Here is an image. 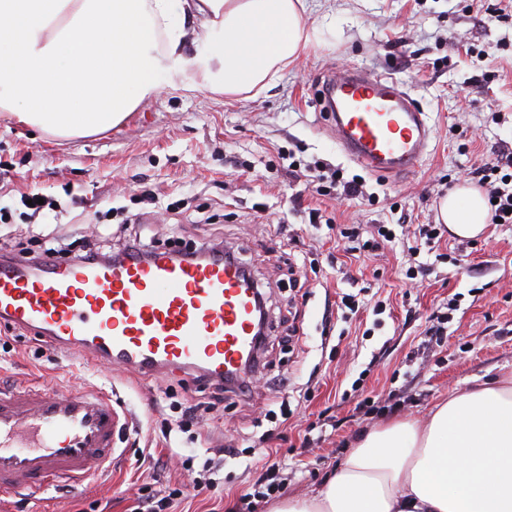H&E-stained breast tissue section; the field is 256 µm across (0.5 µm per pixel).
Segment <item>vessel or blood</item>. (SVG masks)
<instances>
[{
  "label": "vessel or blood",
  "instance_id": "vessel-or-blood-1",
  "mask_svg": "<svg viewBox=\"0 0 512 512\" xmlns=\"http://www.w3.org/2000/svg\"><path fill=\"white\" fill-rule=\"evenodd\" d=\"M322 98L350 160L387 180L419 167L432 129L391 73L352 68L329 75ZM258 293L240 262L166 248L37 265L0 260V324L133 377L245 382L257 346ZM130 424L129 412L105 390L57 394L1 385L0 492L81 487L114 467L116 438Z\"/></svg>",
  "mask_w": 512,
  "mask_h": 512
}]
</instances>
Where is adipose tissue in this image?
Instances as JSON below:
<instances>
[{
  "label": "adipose tissue",
  "instance_id": "obj_1",
  "mask_svg": "<svg viewBox=\"0 0 512 512\" xmlns=\"http://www.w3.org/2000/svg\"><path fill=\"white\" fill-rule=\"evenodd\" d=\"M305 12L304 0H0V116L73 139L190 72L228 96L266 88L319 34ZM489 216L473 185L440 205L458 238ZM274 512H512V384L487 381L425 422L367 432L318 493Z\"/></svg>",
  "mask_w": 512,
  "mask_h": 512
}]
</instances>
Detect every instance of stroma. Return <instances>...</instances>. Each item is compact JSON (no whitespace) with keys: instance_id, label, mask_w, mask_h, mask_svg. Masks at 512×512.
<instances>
[{"instance_id":"obj_1","label":"stroma","mask_w":512,"mask_h":512,"mask_svg":"<svg viewBox=\"0 0 512 512\" xmlns=\"http://www.w3.org/2000/svg\"><path fill=\"white\" fill-rule=\"evenodd\" d=\"M499 0H306L323 32L301 57L261 92L226 96L202 89L190 73L177 86L145 98L120 125L80 139H56L0 120V207L13 216L0 223V259L18 250H71L119 236L122 207L139 215L142 241L201 245L223 236L267 297L271 333L267 370L253 374L247 394H224L217 411L188 430L168 394L195 391L180 377L116 378V398L138 427L117 445L123 460L111 474L65 491L28 497L0 495V512H131L135 480L152 488H181L182 512H227L254 490L263 451L249 436L272 431L285 458L280 476L286 497L316 494L351 453L358 435L398 420L422 421L449 395L489 379H512V224L487 225L472 239L444 235L451 262L433 274L408 278L416 225L435 223L449 185L470 173L498 141L512 144V19L490 20ZM483 51L476 59L475 51ZM362 67L389 71L406 83L428 112L432 139L420 167L400 179L367 176L378 204L318 196L288 174L290 160L362 173L336 144L321 111L320 82ZM463 130L450 138V126ZM467 151H459V144ZM41 194L55 209L22 219V195ZM325 209L339 224L396 225L399 242L380 256L352 261L343 240L327 229H308L309 208ZM307 229L303 252L285 253L282 225ZM308 293L295 299L296 288ZM356 295L359 310L343 320L342 295ZM462 295L448 332L428 335L429 317ZM382 314H374L376 302ZM298 311L299 343L278 346L289 307ZM364 388L353 391L355 380ZM0 380L39 383L52 391L99 387L105 372L22 338L0 325ZM312 385L304 398L302 386ZM385 404L362 414L363 396ZM275 418H268V411ZM245 434L240 454L220 449ZM309 448H302L303 436ZM150 457H142L141 449ZM215 462L220 484L197 492L205 462Z\"/></svg>"}]
</instances>
